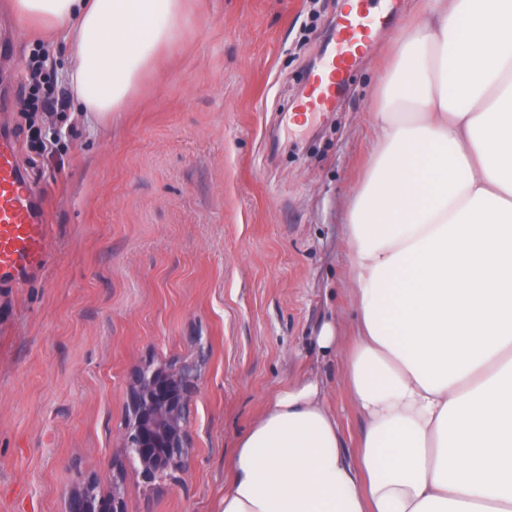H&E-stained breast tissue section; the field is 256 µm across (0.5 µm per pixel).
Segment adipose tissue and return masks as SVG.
<instances>
[{"instance_id": "adipose-tissue-1", "label": "adipose tissue", "mask_w": 512, "mask_h": 512, "mask_svg": "<svg viewBox=\"0 0 512 512\" xmlns=\"http://www.w3.org/2000/svg\"><path fill=\"white\" fill-rule=\"evenodd\" d=\"M63 28L83 111H119L183 0H12ZM349 204L348 453L318 379L238 441L220 512H512V0H433L380 85Z\"/></svg>"}]
</instances>
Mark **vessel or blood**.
Listing matches in <instances>:
<instances>
[{
	"instance_id": "1",
	"label": "vessel or blood",
	"mask_w": 512,
	"mask_h": 512,
	"mask_svg": "<svg viewBox=\"0 0 512 512\" xmlns=\"http://www.w3.org/2000/svg\"><path fill=\"white\" fill-rule=\"evenodd\" d=\"M358 8L342 16L326 49L327 74L317 75L306 107L316 110L335 103L348 81L361 49L390 24L393 12L377 10L378 0H357ZM50 226L43 198L33 177L21 165L18 138L0 133V288H18L46 267Z\"/></svg>"
}]
</instances>
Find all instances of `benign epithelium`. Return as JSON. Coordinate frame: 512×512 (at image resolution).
<instances>
[{
    "label": "benign epithelium",
    "mask_w": 512,
    "mask_h": 512,
    "mask_svg": "<svg viewBox=\"0 0 512 512\" xmlns=\"http://www.w3.org/2000/svg\"><path fill=\"white\" fill-rule=\"evenodd\" d=\"M208 356L201 348L193 357L145 365L130 376L122 445L139 460L146 483L187 466L189 403ZM123 496L124 487L116 481L112 491L99 494L95 482L89 480L71 490L64 512H125Z\"/></svg>",
    "instance_id": "obj_1"
}]
</instances>
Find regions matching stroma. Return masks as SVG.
<instances>
[{"mask_svg":"<svg viewBox=\"0 0 512 512\" xmlns=\"http://www.w3.org/2000/svg\"><path fill=\"white\" fill-rule=\"evenodd\" d=\"M15 28L0 121L47 199L52 260L0 289V512H63L69 492L122 474L125 512H219L236 444L281 390L315 376L347 449L364 427L327 321L355 334L344 238L375 144V94L392 48L429 0L377 34L325 114L294 112L321 70L345 0H184L175 38L119 112L31 114L26 62L62 37ZM56 138L39 153L29 125ZM209 360L190 402L187 468L144 483L122 435L132 370Z\"/></svg>","mask_w":512,"mask_h":512,"instance_id":"stroma-1","label":"stroma"}]
</instances>
